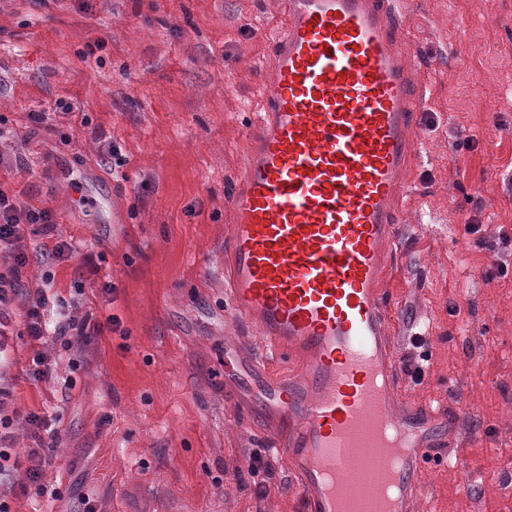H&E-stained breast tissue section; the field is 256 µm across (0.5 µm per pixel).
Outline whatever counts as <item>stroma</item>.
Listing matches in <instances>:
<instances>
[{"mask_svg": "<svg viewBox=\"0 0 512 512\" xmlns=\"http://www.w3.org/2000/svg\"><path fill=\"white\" fill-rule=\"evenodd\" d=\"M422 93L388 288L401 357L423 337L401 402L446 410V460L415 512H512V282L492 280L512 226V0H401ZM283 0H0V186L53 211L79 257L32 236L26 288L52 287L97 336L49 346L56 377L26 380L35 349L7 340L14 406L62 413L44 496L10 512H301L287 461L265 494L253 450L287 431L242 385L226 318L231 188L257 131L262 67ZM103 42L94 56L87 43ZM42 113L34 130L28 115ZM120 146L125 165L102 150ZM478 216L482 236L465 224Z\"/></svg>", "mask_w": 512, "mask_h": 512, "instance_id": "1", "label": "stroma"}]
</instances>
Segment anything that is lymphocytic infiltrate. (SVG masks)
<instances>
[{
  "label": "lymphocytic infiltrate",
  "mask_w": 512,
  "mask_h": 512,
  "mask_svg": "<svg viewBox=\"0 0 512 512\" xmlns=\"http://www.w3.org/2000/svg\"><path fill=\"white\" fill-rule=\"evenodd\" d=\"M54 224L51 210L21 202L16 193L0 187V354L7 347L8 310L14 304L22 313L27 336L40 346L50 336L62 342L70 335L84 339L91 334L87 320L72 314L63 321L49 322L47 314L51 307L61 305L60 296L44 288L26 292L20 288L29 261L30 236L38 232L49 235ZM12 401L13 384L0 370V512H9L6 497L13 489L15 472H24L26 486L41 488L44 468L53 461L60 441V414L30 411L22 415ZM18 420L30 441L21 455L13 450V427Z\"/></svg>",
  "instance_id": "f902f5d3"
}]
</instances>
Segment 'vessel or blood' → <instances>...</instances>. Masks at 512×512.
<instances>
[{
    "mask_svg": "<svg viewBox=\"0 0 512 512\" xmlns=\"http://www.w3.org/2000/svg\"><path fill=\"white\" fill-rule=\"evenodd\" d=\"M397 4L285 0L229 200L227 304L266 346L237 345V357L260 378L261 409L292 423L279 451L311 512H413L447 439L446 415L395 405L406 371L386 282L418 112ZM271 354L301 373L264 377ZM363 435L401 453L357 503L343 481Z\"/></svg>",
    "mask_w": 512,
    "mask_h": 512,
    "instance_id": "vessel-or-blood-1",
    "label": "vessel or blood"
}]
</instances>
